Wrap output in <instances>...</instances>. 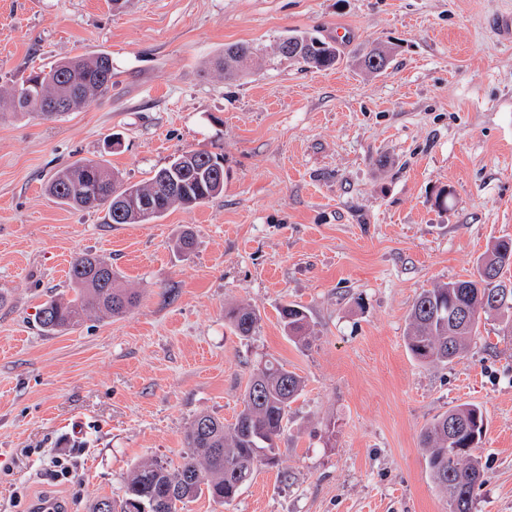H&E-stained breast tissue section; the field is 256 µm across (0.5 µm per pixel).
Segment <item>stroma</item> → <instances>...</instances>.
Wrapping results in <instances>:
<instances>
[{"mask_svg":"<svg viewBox=\"0 0 512 512\" xmlns=\"http://www.w3.org/2000/svg\"><path fill=\"white\" fill-rule=\"evenodd\" d=\"M509 13L512 0H0V87L112 57L110 92L79 111L0 117V512L122 497L135 463H180L193 416L234 422L268 360L305 381L278 466L231 504L204 495L183 512H446L421 434L463 403L487 415L474 512H512V317L484 319L446 365L405 344L421 289L469 278L512 239ZM296 33L337 43V67H217L227 45L268 53ZM378 42L394 53L371 72L359 60ZM110 134L121 146L107 155ZM200 148L223 156V194L150 224L46 191L78 160L133 184ZM186 229L195 246L180 253ZM82 252L139 301L46 334L37 312L69 294ZM289 302L307 310V344L281 328ZM240 303L260 315L247 339L224 322ZM54 452L69 488L49 475Z\"/></svg>","mask_w":512,"mask_h":512,"instance_id":"35a3bbf8","label":"stroma"}]
</instances>
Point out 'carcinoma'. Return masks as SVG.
Returning <instances> with one entry per match:
<instances>
[{"label":"carcinoma","mask_w":512,"mask_h":512,"mask_svg":"<svg viewBox=\"0 0 512 512\" xmlns=\"http://www.w3.org/2000/svg\"><path fill=\"white\" fill-rule=\"evenodd\" d=\"M294 38L305 44L295 60L316 70H326L340 60L336 47L308 35ZM258 48L248 42L224 49L217 66L224 75L237 77L248 69ZM112 88V57L108 53L77 56L49 69L31 73L23 83L0 91L8 106L0 112L34 113L53 119L81 109ZM222 156L204 149L182 152L158 169L146 182L126 184L100 161H76L55 172L48 194L73 208H103L112 224H149L173 207L190 209L224 192ZM512 240L492 246L479 260L468 280H456L424 289L408 313L405 340L413 357L424 364L446 365L460 357L479 335L482 317L492 309L484 305L493 290L507 297L512 308V288L502 280L507 266L502 251ZM69 277L74 296L46 301L38 323L47 334L70 330L86 318L102 314L124 315L136 305V294L120 286L112 264L84 252L71 262ZM284 333L306 342L308 314L304 307L286 303L279 310ZM225 319L235 335L256 334L260 317L254 308H229ZM304 390L297 373L274 361L266 362L249 378L243 409L231 424L212 414L196 415L184 436L188 451L176 467L158 460L135 464L127 477L122 497L98 498L91 512H181L182 506L203 494L217 503L235 500L263 467L278 464L277 440L288 424V412ZM473 424L484 419L481 407L458 405L435 418L422 432L426 467L432 482L444 495L448 512H473L475 488L486 483V472L475 451L482 440L468 447L467 436H448V420Z\"/></svg>","instance_id":"cac0c4a2"}]
</instances>
